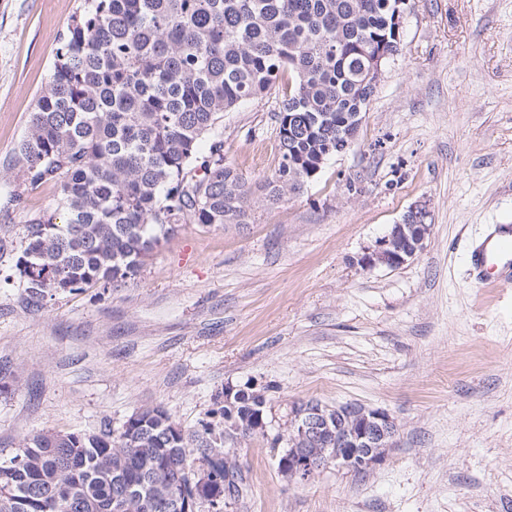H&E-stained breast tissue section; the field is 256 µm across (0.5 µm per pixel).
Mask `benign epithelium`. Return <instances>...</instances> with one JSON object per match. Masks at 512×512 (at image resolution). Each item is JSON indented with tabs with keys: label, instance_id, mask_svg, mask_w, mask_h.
Returning <instances> with one entry per match:
<instances>
[{
	"label": "benign epithelium",
	"instance_id": "7a95c632",
	"mask_svg": "<svg viewBox=\"0 0 512 512\" xmlns=\"http://www.w3.org/2000/svg\"><path fill=\"white\" fill-rule=\"evenodd\" d=\"M420 213L429 216L426 205L411 207L401 222L392 225L375 246L365 252L360 259L361 266L397 268L422 252L425 243L423 237L416 239L415 244L403 253L392 250L393 241L405 235V228ZM293 414L286 438V454L281 457L279 467L288 472L291 479L301 482L330 466L325 453L312 447V444L322 441L328 448L344 449L343 461L338 467L364 472L384 459L385 453L381 449L390 447L397 431L388 412L355 403L343 405L333 423L323 414L322 405L315 401L295 407Z\"/></svg>",
	"mask_w": 512,
	"mask_h": 512
}]
</instances>
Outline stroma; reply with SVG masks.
<instances>
[{
  "label": "stroma",
  "instance_id": "stroma-1",
  "mask_svg": "<svg viewBox=\"0 0 512 512\" xmlns=\"http://www.w3.org/2000/svg\"><path fill=\"white\" fill-rule=\"evenodd\" d=\"M82 5L0 0V458L148 407L193 431L250 383L272 432L236 444L245 488L225 512H512V284H477L465 253L512 224V0H409L356 140L302 193L248 224L182 225L134 279L32 306L11 266L59 190L14 201L11 161ZM281 98L224 115V159L250 182L278 167ZM419 203L424 250L362 268ZM309 400L385 410L393 447L364 474L286 480L271 435Z\"/></svg>",
  "mask_w": 512,
  "mask_h": 512
}]
</instances>
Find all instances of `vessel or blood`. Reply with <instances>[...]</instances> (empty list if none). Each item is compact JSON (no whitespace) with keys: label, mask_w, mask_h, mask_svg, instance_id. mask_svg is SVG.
<instances>
[{"label":"vessel or blood","mask_w":512,"mask_h":512,"mask_svg":"<svg viewBox=\"0 0 512 512\" xmlns=\"http://www.w3.org/2000/svg\"><path fill=\"white\" fill-rule=\"evenodd\" d=\"M470 264L477 280L486 286L512 283V225H496L494 231L470 253Z\"/></svg>","instance_id":"1"}]
</instances>
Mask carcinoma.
Listing matches in <instances>:
<instances>
[{"label":"carcinoma","mask_w":512,"mask_h":512,"mask_svg":"<svg viewBox=\"0 0 512 512\" xmlns=\"http://www.w3.org/2000/svg\"><path fill=\"white\" fill-rule=\"evenodd\" d=\"M397 0H84L59 35L13 169L55 185L26 225L15 269L27 298L110 288L136 276L181 224H248L253 198L298 194L351 142L377 85L370 57L397 51ZM295 74L276 113L280 162L256 186L224 162V113ZM267 417L265 391L216 403L192 434L161 408L137 424L26 436L0 458V512H167L192 498L193 462L233 500L244 478L224 442ZM137 493L119 506L121 485Z\"/></svg>","instance_id":"carcinoma-1"}]
</instances>
